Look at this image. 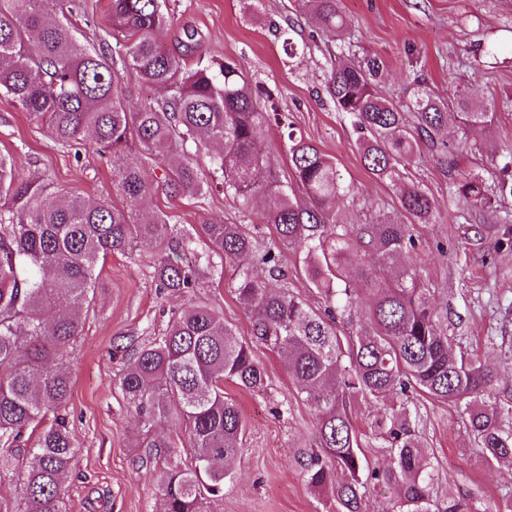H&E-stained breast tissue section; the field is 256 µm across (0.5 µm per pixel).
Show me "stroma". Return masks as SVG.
Returning a JSON list of instances; mask_svg holds the SVG:
<instances>
[{
    "label": "stroma",
    "mask_w": 512,
    "mask_h": 512,
    "mask_svg": "<svg viewBox=\"0 0 512 512\" xmlns=\"http://www.w3.org/2000/svg\"><path fill=\"white\" fill-rule=\"evenodd\" d=\"M346 20V47L365 48L384 58L387 73L378 93L405 102L415 77L422 76L439 97L470 89L485 98L512 94V0H340ZM172 24L161 40L177 47L195 31L196 51L236 60L252 84L271 94L276 112L298 134L332 156L353 195L341 204L344 222L365 224L394 214L395 186L376 179L361 164L357 136L323 91L326 47L311 44L316 20L296 12L292 0H164ZM310 43L296 57L284 52L285 36ZM448 162L440 164L420 147L406 166V180L434 197L440 216L419 229L421 243L411 254L419 274L436 290L455 319L449 335L458 349L477 355L502 378L512 397V235L503 219L512 214V196L475 207L454 195L453 174L483 169L495 180L512 157V108H499L488 128L469 129L450 120L443 134ZM0 153L12 155L22 176L50 183L70 195L120 203L112 164L91 149L73 153L57 145L45 127L0 98ZM154 180V209L169 213L193 253L207 251L203 224H256L267 206L257 198L240 211L223 192L205 197H169L164 173L143 150L128 153ZM154 253L138 249L108 256L95 298L83 311V331L69 362V426L79 450L67 483L69 512H158L152 466L139 463L142 431L119 388L124 345L161 335L169 312L206 304L246 336L251 319L230 291L232 269L207 273L190 292L160 290L151 265ZM253 355L267 375V390L250 392L224 383L245 421L243 453L224 496L207 501L204 512H326L325 497L306 482L300 461L314 447L317 414L304 402L280 356L257 344ZM419 427L433 454L439 493L460 494L494 506L512 496V463L488 464L458 409L427 398L417 401Z\"/></svg>",
    "instance_id": "stroma-1"
}]
</instances>
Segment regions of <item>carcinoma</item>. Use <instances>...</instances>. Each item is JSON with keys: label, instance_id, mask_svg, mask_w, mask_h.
<instances>
[{"label": "carcinoma", "instance_id": "cac0c4a2", "mask_svg": "<svg viewBox=\"0 0 512 512\" xmlns=\"http://www.w3.org/2000/svg\"><path fill=\"white\" fill-rule=\"evenodd\" d=\"M339 0H298L330 37L344 27ZM80 0H0V95L44 125L64 148L88 142L112 159V172L125 206L52 192L48 184L20 176L15 160L0 154V472L15 471L24 512H66V481L78 454L67 420L71 380L66 365L82 332L79 310L94 299L97 267L107 256L137 246L167 250L155 268L159 287H198L214 255L234 267L231 290L253 318L250 336L224 323L214 308L200 304L172 313L163 335L132 349L121 372L128 408L144 429L141 461L156 467L161 512H203L209 499L224 496L242 454L245 422L224 380L249 391L266 387L264 368L252 347L263 344L286 363L305 401L318 416L316 450L303 470L308 484L328 493L331 512H366L367 494L378 487L394 494L386 512H489L481 502L435 491V469L418 430L417 398L450 403L473 434L488 463L512 461V401L500 399V378L479 360L455 350L448 334V307L433 303L435 289L406 261L415 233L439 215L434 198L401 184L400 169L420 145L448 163L437 146L448 125V108L465 127L492 121L494 102L470 90L447 101L422 82L402 105L375 92L385 60L366 52L332 63L325 91L336 110L359 133L364 169L399 186L402 220L384 216L368 224H343L336 202L346 197L337 163L287 125L288 159L303 203L276 179L259 182L254 170L268 162L263 130L276 112L260 106L259 95L229 58L186 59L195 52L194 34L183 50H165L169 25L163 0H110L115 49L90 52L70 23L51 22L57 11L76 15ZM167 89L158 106L128 109L118 67ZM204 134L217 146L221 181L200 178L176 143ZM139 145L164 171L173 196H201L221 189L247 207L260 194L270 198L262 223L273 229L257 252L260 225L205 224L211 255L182 259L184 241L168 215L152 205L153 180L126 162ZM493 186L476 173L460 174L455 195L487 204L512 195V162ZM294 249L300 266L324 302L311 307L272 285L282 252ZM356 266L358 279L344 276ZM367 399L391 410L376 421L389 462L373 467L362 450L354 402ZM194 448L183 464L173 456L172 436Z\"/></svg>", "mask_w": 512, "mask_h": 512}]
</instances>
